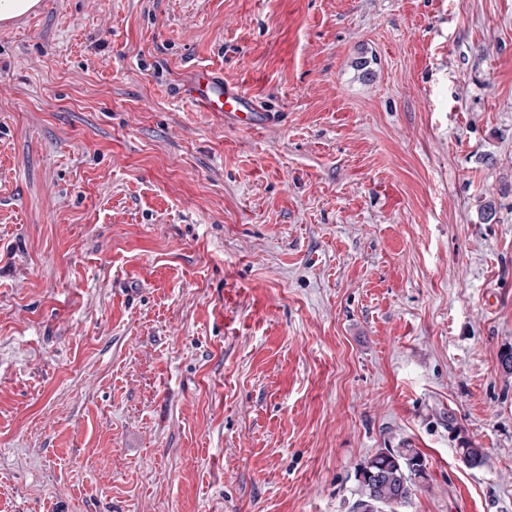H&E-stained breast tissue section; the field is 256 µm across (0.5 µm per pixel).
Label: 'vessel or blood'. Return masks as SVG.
Segmentation results:
<instances>
[{"label":"vessel or blood","instance_id":"obj_1","mask_svg":"<svg viewBox=\"0 0 512 512\" xmlns=\"http://www.w3.org/2000/svg\"><path fill=\"white\" fill-rule=\"evenodd\" d=\"M183 99L192 108L230 116L238 124L249 128L263 123L262 116L248 97L225 84L223 78L218 77L211 69L195 71Z\"/></svg>","mask_w":512,"mask_h":512}]
</instances>
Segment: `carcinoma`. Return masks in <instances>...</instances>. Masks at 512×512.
<instances>
[{
	"label": "carcinoma",
	"mask_w": 512,
	"mask_h": 512,
	"mask_svg": "<svg viewBox=\"0 0 512 512\" xmlns=\"http://www.w3.org/2000/svg\"><path fill=\"white\" fill-rule=\"evenodd\" d=\"M463 461L478 466L483 452L467 442L456 449ZM424 457L414 448H385L366 458L355 473L353 505L359 512H393L409 504L412 487L426 479Z\"/></svg>",
	"instance_id": "1"
}]
</instances>
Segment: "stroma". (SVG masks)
Here are the masks:
<instances>
[{"instance_id":"obj_1","label":"stroma","mask_w":512,"mask_h":512,"mask_svg":"<svg viewBox=\"0 0 512 512\" xmlns=\"http://www.w3.org/2000/svg\"><path fill=\"white\" fill-rule=\"evenodd\" d=\"M510 350L512 0L0 22V512H350L405 444L404 512H512ZM182 99L192 108L202 112L223 113L248 128L264 124L259 110L248 97L224 84V79L218 77L212 69H197ZM403 446L382 449L360 464L351 506L359 511L352 512H398L392 505L400 509L409 504L412 487L426 479L427 471L424 457L415 448Z\"/></svg>"}]
</instances>
